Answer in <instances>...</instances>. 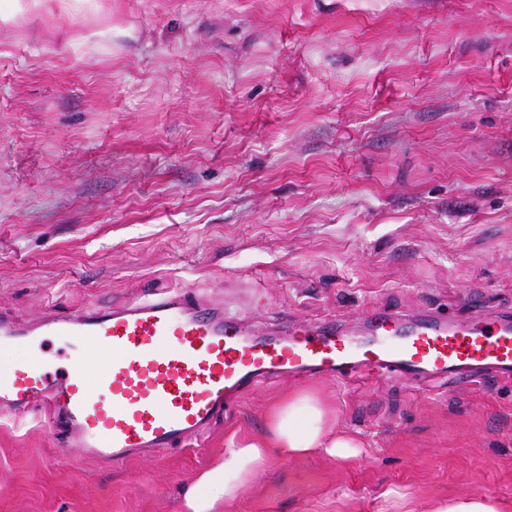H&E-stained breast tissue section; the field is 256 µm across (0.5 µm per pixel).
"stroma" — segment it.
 I'll return each instance as SVG.
<instances>
[{
	"label": "stroma",
	"mask_w": 512,
	"mask_h": 512,
	"mask_svg": "<svg viewBox=\"0 0 512 512\" xmlns=\"http://www.w3.org/2000/svg\"><path fill=\"white\" fill-rule=\"evenodd\" d=\"M170 288L279 335L512 310V0H100L0 22V316ZM319 390L362 455L274 460L234 512L512 504V379L271 378L113 466L0 410V512H180L230 437ZM428 512H502L500 501L489 495L453 496L440 499Z\"/></svg>",
	"instance_id": "35a3bbf8"
}]
</instances>
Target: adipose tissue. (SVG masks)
Here are the masks:
<instances>
[{
	"label": "adipose tissue",
	"instance_id": "ef3b65f1",
	"mask_svg": "<svg viewBox=\"0 0 512 512\" xmlns=\"http://www.w3.org/2000/svg\"><path fill=\"white\" fill-rule=\"evenodd\" d=\"M358 448L356 439L339 427L335 412L318 394L291 392L271 410L267 435L225 448L223 457L184 488L181 512H233L241 492L276 457L304 458L322 452L349 459L357 455Z\"/></svg>",
	"mask_w": 512,
	"mask_h": 512
}]
</instances>
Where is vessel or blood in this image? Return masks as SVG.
<instances>
[{
	"label": "vessel or blood",
	"mask_w": 512,
	"mask_h": 512,
	"mask_svg": "<svg viewBox=\"0 0 512 512\" xmlns=\"http://www.w3.org/2000/svg\"><path fill=\"white\" fill-rule=\"evenodd\" d=\"M51 336L72 339L55 372L17 357L21 348L44 350ZM94 349L107 358L91 376ZM371 371L472 386L488 373L512 377V313L473 301L455 322L380 313L358 337L327 322L299 323L273 339L247 337L234 319L182 296L115 309L88 304L57 316L42 334L0 321V406L20 415L44 399L63 447L112 464L142 449L186 446L268 376L344 380Z\"/></svg>",
	"instance_id": "1"
}]
</instances>
